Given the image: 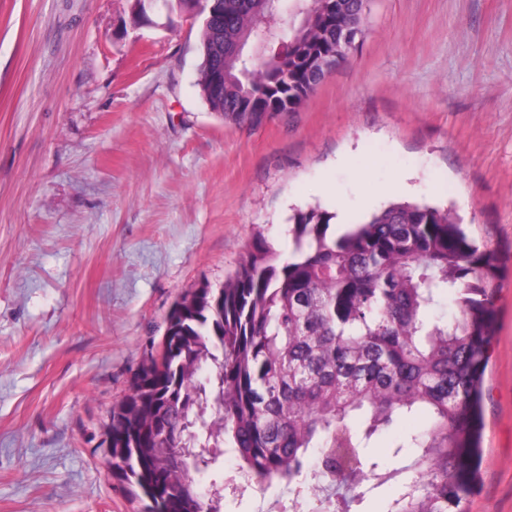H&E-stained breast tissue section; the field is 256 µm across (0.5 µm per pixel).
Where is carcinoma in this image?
Instances as JSON below:
<instances>
[{"mask_svg": "<svg viewBox=\"0 0 512 512\" xmlns=\"http://www.w3.org/2000/svg\"><path fill=\"white\" fill-rule=\"evenodd\" d=\"M364 24L363 0H218L202 21V96L238 125L293 112L345 59L336 41ZM279 41L283 55L269 50ZM331 219L299 211L288 256L259 234L222 285L181 294L166 328L176 352L143 365L112 407V478L150 501L145 512H223L203 486L221 484L228 452L248 485L292 486L278 512H352L362 482L399 472L386 512H465L498 258L447 208L395 202L338 236ZM444 297L450 319L434 312ZM417 416L425 427L393 450L414 449L409 465L364 455Z\"/></svg>", "mask_w": 512, "mask_h": 512, "instance_id": "carcinoma-1", "label": "carcinoma"}]
</instances>
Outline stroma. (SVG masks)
Returning a JSON list of instances; mask_svg holds the SVG:
<instances>
[{"label":"stroma","mask_w":512,"mask_h":512,"mask_svg":"<svg viewBox=\"0 0 512 512\" xmlns=\"http://www.w3.org/2000/svg\"><path fill=\"white\" fill-rule=\"evenodd\" d=\"M293 112L220 121L202 19L130 0H0V512H143L104 426L187 289L298 209L451 206L495 250L483 458L467 512H512V0H365Z\"/></svg>","instance_id":"obj_1"}]
</instances>
